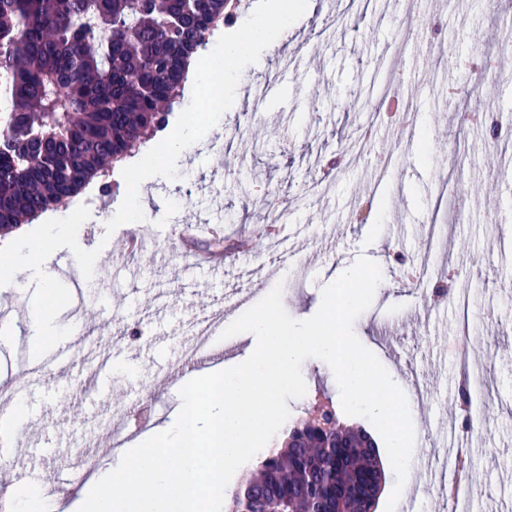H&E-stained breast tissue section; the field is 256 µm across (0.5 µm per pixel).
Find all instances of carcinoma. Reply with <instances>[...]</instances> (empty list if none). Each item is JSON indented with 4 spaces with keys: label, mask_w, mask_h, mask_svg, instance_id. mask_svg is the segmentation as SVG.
Returning <instances> with one entry per match:
<instances>
[{
    "label": "carcinoma",
    "mask_w": 512,
    "mask_h": 512,
    "mask_svg": "<svg viewBox=\"0 0 512 512\" xmlns=\"http://www.w3.org/2000/svg\"><path fill=\"white\" fill-rule=\"evenodd\" d=\"M231 0H0V231L69 203L182 102L191 62ZM150 86L146 94L133 81ZM41 149H33L34 145ZM239 240L207 241L236 255ZM361 429L303 418L232 492L227 512H375L379 465Z\"/></svg>",
    "instance_id": "1"
}]
</instances>
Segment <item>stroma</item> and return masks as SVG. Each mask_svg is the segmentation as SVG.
Segmentation results:
<instances>
[{"label":"stroma","instance_id":"1","mask_svg":"<svg viewBox=\"0 0 512 512\" xmlns=\"http://www.w3.org/2000/svg\"><path fill=\"white\" fill-rule=\"evenodd\" d=\"M502 16L488 0H309L262 64L244 70L233 107L179 158V179L142 183L144 222L105 231L126 193L119 162L72 199L90 210L78 240L100 255L90 285L69 249L52 254V275L71 293L56 323L83 318L111 325L112 336L78 339L70 380L47 373L30 388L10 463L64 482L69 494L49 501V512H77L123 456L109 445L114 410L151 403L148 431L127 427L134 446L170 427L181 398L179 385L165 384L166 368L184 357L202 312L232 323V289H250L256 303L280 283L287 313L309 318L322 287L361 255L383 279L355 333L413 407L404 494L417 512H450L456 486L468 512H512V125L494 139L487 124L512 107ZM278 53L293 54L291 65H274ZM258 85L274 91L253 111L247 97ZM280 207L308 245L327 241L317 263L284 260L264 235ZM197 217L248 240L249 258L227 259L218 272L180 254L172 231ZM145 226L155 248L123 256V237ZM424 255L448 275L447 299L428 307L419 284L399 276L402 261ZM144 321L152 336L131 340ZM34 334L16 326L0 349V386L20 381ZM465 365L486 382L466 415L457 408ZM302 374L299 411L320 394L338 397L322 360L307 359ZM467 418L483 437L481 454L432 482L444 428ZM82 435L92 446L78 467Z\"/></svg>","mask_w":512,"mask_h":512}]
</instances>
